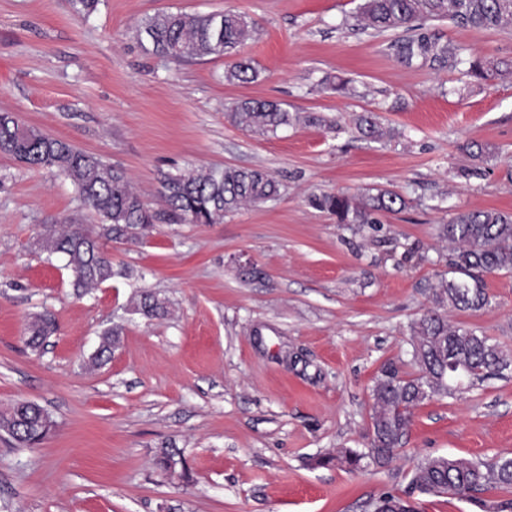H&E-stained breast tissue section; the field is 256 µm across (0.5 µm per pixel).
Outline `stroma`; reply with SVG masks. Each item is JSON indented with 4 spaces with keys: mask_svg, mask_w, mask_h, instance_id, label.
I'll list each match as a JSON object with an SVG mask.
<instances>
[{
    "mask_svg": "<svg viewBox=\"0 0 512 512\" xmlns=\"http://www.w3.org/2000/svg\"><path fill=\"white\" fill-rule=\"evenodd\" d=\"M362 0H0V112L122 168L161 209L164 175L258 168L271 201L220 224L158 223L106 249L114 275L76 291L66 259L43 238L100 218L54 169L0 156V409L44 407L55 426L40 448L0 433V512H373L391 493L417 512H481L479 502L412 491L423 458L491 462L512 454V369L414 408L384 468L319 466L364 450L372 388L384 364L415 374L413 324L448 275L441 226L467 210L512 212V73L468 82L459 71L395 58L394 31L364 28ZM236 12L257 24L240 54L260 76L227 81L225 57L176 61L139 32L156 13ZM443 39L488 63L512 60V28L436 21ZM345 80L346 93L331 90ZM243 99L280 104L296 122L247 131L228 118ZM375 113L385 134L363 138ZM481 144L474 160L464 144ZM481 175H472V168ZM386 188L408 201L372 224H340L312 195ZM250 261L261 277L244 278ZM489 303L448 309L512 357V275L486 276ZM167 316L136 312L141 293ZM50 314L44 348L28 327ZM120 340L90 364L103 334ZM182 451L188 478L155 465Z\"/></svg>",
    "mask_w": 512,
    "mask_h": 512,
    "instance_id": "35a3bbf8",
    "label": "stroma"
}]
</instances>
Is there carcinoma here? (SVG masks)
Instances as JSON below:
<instances>
[{"label":"carcinoma","instance_id":"carcinoma-1","mask_svg":"<svg viewBox=\"0 0 512 512\" xmlns=\"http://www.w3.org/2000/svg\"><path fill=\"white\" fill-rule=\"evenodd\" d=\"M360 17L366 28L406 32L391 43L399 62L410 65L420 60L451 68L462 65L464 76L486 80L492 69L481 58L466 53L461 45L442 40L428 21L446 18L461 28L499 30L512 25V0H364ZM255 32V22L224 12H163L147 20L142 30L152 52L175 60L235 56ZM226 78L251 82L258 78V72L250 59L240 57L228 69ZM228 118L242 129L272 132L293 121L288 110L260 100L235 104ZM357 128L366 138L383 135L371 112L358 116ZM0 155L30 167L62 172L71 179L85 204L102 217L104 224L97 232L64 227L43 241L45 250L66 257L73 287L78 290L97 287L112 278V260L103 249L105 240L133 239L136 231L162 220L220 224L225 213L278 195L277 183L262 170L206 168L164 177L161 194L166 210L156 211L133 191L122 169L66 140L34 130L12 112H0ZM312 203L336 216L339 224H374V214L406 207L405 198L389 189H379L360 202L344 193H322L313 196ZM444 233L456 248L449 263L452 277L435 291V303L477 312L489 303L484 276L512 273V213L458 212L448 220ZM137 308L151 317L165 314L164 304L148 293L141 295ZM54 331L51 315L36 317L29 326L28 345L40 347ZM414 333L413 359L419 373L403 378L395 366L387 364L375 381L370 448L365 452L343 449L319 459L317 464L334 463L349 470L389 464L406 436L412 409L427 400L446 397L452 390L451 382L458 376L452 374L451 365L472 379L499 374L512 366V360L489 337L462 322L449 323L447 315L438 310L428 311L415 325ZM114 341V332L103 335L94 354L95 363L110 358ZM13 409L17 428L6 434L25 448L41 445L53 429L49 413L21 401L14 403ZM491 481L512 486V457H501L492 464L453 456L427 457L415 466L411 477V484L422 493L471 500ZM373 512L416 510L402 498L386 494L376 501Z\"/></svg>","mask_w":512,"mask_h":512}]
</instances>
